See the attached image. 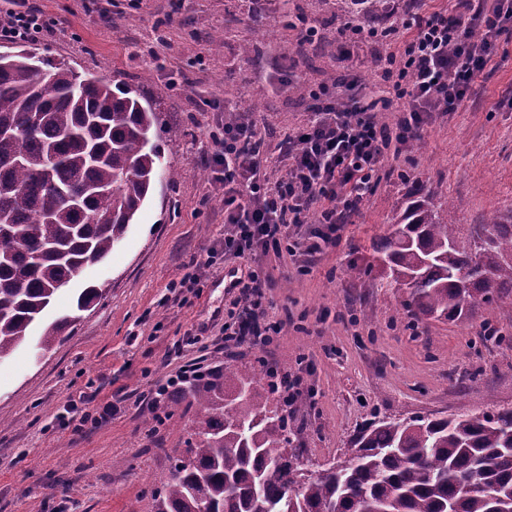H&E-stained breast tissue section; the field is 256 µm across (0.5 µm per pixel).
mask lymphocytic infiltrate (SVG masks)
Segmentation results:
<instances>
[{"mask_svg":"<svg viewBox=\"0 0 512 512\" xmlns=\"http://www.w3.org/2000/svg\"><path fill=\"white\" fill-rule=\"evenodd\" d=\"M50 27L42 12L11 11L0 16V39L25 41ZM511 28L512 0H449L447 8L407 15L392 30L405 40L403 54L381 57L382 105L404 103L395 126L379 124L358 97L341 108L339 89L323 90L308 123L281 140L286 174L275 181L262 171L255 122L232 113L212 155L215 179L224 186V238L211 255L242 259L272 246L311 256L335 246L337 224L374 192L385 159L407 153L416 132L437 115L458 110L492 62L498 37ZM475 29L481 38H472ZM316 209L318 228L295 235ZM267 286L265 276L248 274L236 299L238 315L224 327L225 342L262 346L280 333L262 304Z\"/></svg>","mask_w":512,"mask_h":512,"instance_id":"lymphocytic-infiltrate-1","label":"lymphocytic infiltrate"}]
</instances>
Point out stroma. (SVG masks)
<instances>
[{
	"label": "stroma",
	"instance_id": "stroma-1",
	"mask_svg": "<svg viewBox=\"0 0 512 512\" xmlns=\"http://www.w3.org/2000/svg\"><path fill=\"white\" fill-rule=\"evenodd\" d=\"M53 21L35 39L51 55L97 79L122 81L160 103L155 142L173 178L158 182L110 257L86 266L34 325L33 339L0 361V512H152L150 492L181 457L192 412L143 400L149 386L197 368L264 358L302 379L288 406L295 445L319 468L349 448L374 415L411 417L512 408V347L484 337L485 324L512 337V307L485 306L461 322L420 320L401 298L347 275L371 264L412 186L449 201L457 223L512 214V39L500 42L485 75L457 112L436 119L418 150L385 163L388 177L341 225L335 247L313 259L269 249L207 269L200 288L179 287L191 258L205 259L224 235V193L211 184L210 134L225 103L252 113L267 145L300 128L328 75L372 96L371 63L403 43L357 41L338 33L329 0H288L315 26L256 27L259 0H25ZM261 49L245 58L243 44ZM292 91L280 90L282 77ZM269 278L264 306L282 321L266 347H228L223 327L236 312L237 281ZM106 285L91 311L78 310L88 286ZM69 318L49 352L35 337ZM86 395L96 427L73 433L70 400ZM116 407L101 418L106 404Z\"/></svg>",
	"mask_w": 512,
	"mask_h": 512
}]
</instances>
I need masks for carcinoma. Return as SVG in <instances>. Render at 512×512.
Segmentation results:
<instances>
[{
  "mask_svg": "<svg viewBox=\"0 0 512 512\" xmlns=\"http://www.w3.org/2000/svg\"><path fill=\"white\" fill-rule=\"evenodd\" d=\"M391 0H333L334 16L357 29L391 12ZM160 109L132 90L84 76L47 55L0 53V360L84 268L106 259L155 180L166 175L152 143ZM63 197L52 202L47 185ZM375 263L352 265L403 295L412 316L457 322L478 306L512 305V216L455 222L448 204L409 193L400 219L374 247ZM106 294L84 289L77 308ZM70 326L51 323L48 352ZM254 369L226 365L171 407H195L186 456L151 492L153 512H512V408L480 415L384 417L361 428L355 462L307 478L273 464L299 461L296 429L273 386L260 393Z\"/></svg>",
  "mask_w": 512,
  "mask_h": 512,
  "instance_id": "cac0c4a2",
  "label": "carcinoma"
}]
</instances>
